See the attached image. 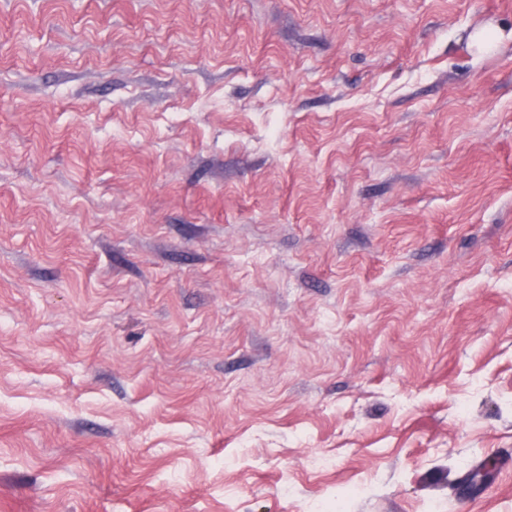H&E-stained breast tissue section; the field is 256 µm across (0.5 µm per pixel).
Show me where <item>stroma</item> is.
I'll use <instances>...</instances> for the list:
<instances>
[{
	"mask_svg": "<svg viewBox=\"0 0 512 512\" xmlns=\"http://www.w3.org/2000/svg\"><path fill=\"white\" fill-rule=\"evenodd\" d=\"M0 512H512V0H0Z\"/></svg>",
	"mask_w": 512,
	"mask_h": 512,
	"instance_id": "35a3bbf8",
	"label": "stroma"
}]
</instances>
